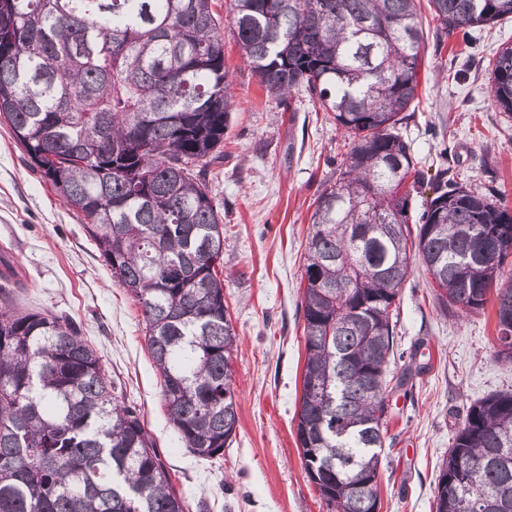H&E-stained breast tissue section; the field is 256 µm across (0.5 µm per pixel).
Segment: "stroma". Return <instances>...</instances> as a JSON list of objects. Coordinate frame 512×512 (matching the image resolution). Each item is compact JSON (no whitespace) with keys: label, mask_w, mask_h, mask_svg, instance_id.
Instances as JSON below:
<instances>
[{"label":"stroma","mask_w":512,"mask_h":512,"mask_svg":"<svg viewBox=\"0 0 512 512\" xmlns=\"http://www.w3.org/2000/svg\"><path fill=\"white\" fill-rule=\"evenodd\" d=\"M426 53L418 103L397 126L425 176L448 168L512 207V118L495 105L488 65L512 43V19L437 36L427 0L418 5ZM235 107L224 161L208 175L224 218V300L237 335L236 436L221 457L184 448L167 418L138 305L114 284L80 218L0 125V268L16 274L18 304L76 322L136 406L189 512H330L299 455L296 410L306 356L302 264L313 202L335 181L351 148L306 92L269 96L224 35ZM495 304L452 317L436 309L422 272L403 286L399 349L416 350L412 392L387 397L379 512H432L440 464L471 404L512 389V364L495 356Z\"/></svg>","instance_id":"stroma-1"}]
</instances>
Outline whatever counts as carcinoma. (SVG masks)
<instances>
[{
  "label": "carcinoma",
  "instance_id": "1",
  "mask_svg": "<svg viewBox=\"0 0 512 512\" xmlns=\"http://www.w3.org/2000/svg\"><path fill=\"white\" fill-rule=\"evenodd\" d=\"M211 0H0V124L75 211L139 305L168 418L201 459L236 435L237 336L218 267L224 224L207 174L234 109ZM436 30L512 18V0H429ZM267 92L303 88L351 141L314 201L302 279L307 357L296 410L304 470L334 512H378L393 316L422 263L444 315L495 299L512 363V208L421 174L395 132L418 97L416 0H229ZM512 115V44L489 74ZM140 411L76 324L0 305V512H187ZM435 512H512V390L470 406L443 458Z\"/></svg>",
  "mask_w": 512,
  "mask_h": 512
}]
</instances>
